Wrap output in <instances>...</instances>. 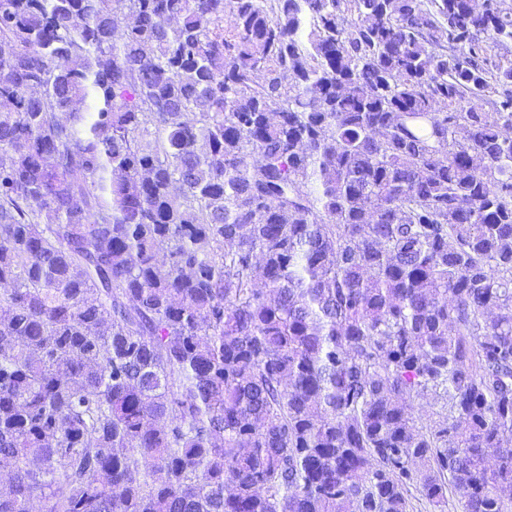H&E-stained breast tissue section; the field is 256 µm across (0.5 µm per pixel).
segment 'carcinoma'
Segmentation results:
<instances>
[{
	"label": "carcinoma",
	"mask_w": 512,
	"mask_h": 512,
	"mask_svg": "<svg viewBox=\"0 0 512 512\" xmlns=\"http://www.w3.org/2000/svg\"><path fill=\"white\" fill-rule=\"evenodd\" d=\"M509 42L507 0H0V512H509Z\"/></svg>",
	"instance_id": "carcinoma-1"
}]
</instances>
